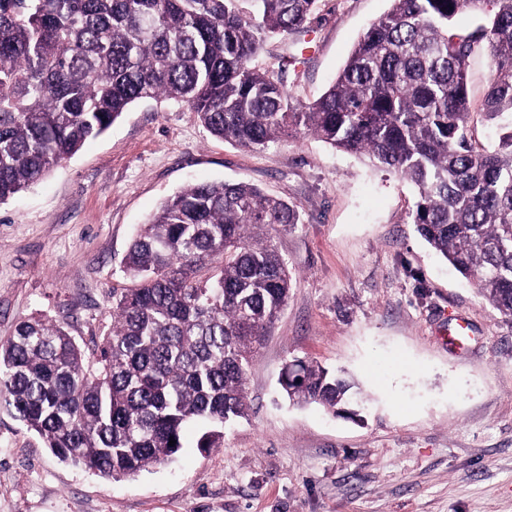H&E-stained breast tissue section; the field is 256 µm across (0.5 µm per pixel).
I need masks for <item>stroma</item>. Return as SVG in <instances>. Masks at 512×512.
<instances>
[{
    "label": "stroma",
    "instance_id": "stroma-1",
    "mask_svg": "<svg viewBox=\"0 0 512 512\" xmlns=\"http://www.w3.org/2000/svg\"><path fill=\"white\" fill-rule=\"evenodd\" d=\"M390 0H318L307 32L254 59L319 98ZM195 181L247 182L298 206L276 244L295 279L247 375V418L224 445L122 480L58 460L0 410V512H512V320L418 235L407 180L311 135L262 150L211 136L172 101L133 104L102 136L0 204V343L27 318L86 353L141 224ZM467 320L457 346L448 331ZM343 371L358 416L284 400L294 359Z\"/></svg>",
    "mask_w": 512,
    "mask_h": 512
}]
</instances>
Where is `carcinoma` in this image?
I'll use <instances>...</instances> for the list:
<instances>
[{
  "mask_svg": "<svg viewBox=\"0 0 512 512\" xmlns=\"http://www.w3.org/2000/svg\"><path fill=\"white\" fill-rule=\"evenodd\" d=\"M493 14L469 32L459 16ZM317 0H0V203L108 130L128 107L173 99L212 136L264 149L310 134L417 189V232L512 318V0H391L334 82L300 109L265 43L306 29ZM492 74L480 107L469 58ZM497 121L493 149L471 112ZM298 206L246 183H192L142 225L113 292L112 332L88 358L64 327L19 322L0 344V406L61 460L117 480L171 460L183 430L224 444L248 416L246 378L292 272L275 237ZM298 405L338 415L354 384L313 360L284 367ZM176 444L171 446L169 441ZM468 129L472 140H475L478 144L484 145L489 149L494 147L497 139V131L495 128L491 127L479 113L474 112L471 115Z\"/></svg>",
  "mask_w": 512,
  "mask_h": 512,
  "instance_id": "1",
  "label": "carcinoma"
}]
</instances>
